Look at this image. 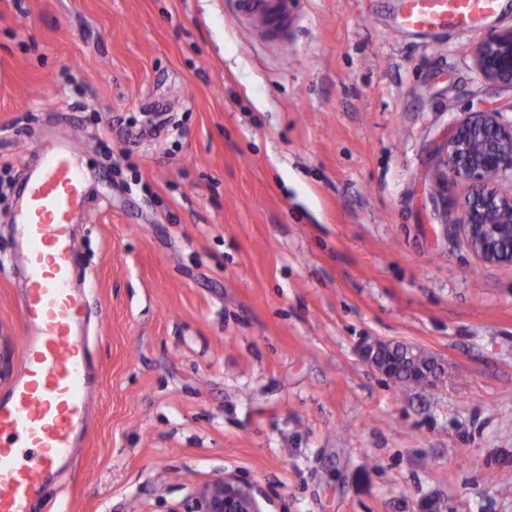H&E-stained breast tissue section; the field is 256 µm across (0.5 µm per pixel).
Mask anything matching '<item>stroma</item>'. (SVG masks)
I'll list each match as a JSON object with an SVG mask.
<instances>
[{"mask_svg":"<svg viewBox=\"0 0 512 512\" xmlns=\"http://www.w3.org/2000/svg\"><path fill=\"white\" fill-rule=\"evenodd\" d=\"M399 8L302 0L271 39L233 0H0V164L69 138L89 178L99 385L38 512H166L227 473L264 512H512V264L463 243L435 154L469 113L512 122L472 57L512 0L466 33ZM22 294L0 267V391ZM366 336L445 372L398 389ZM387 346L391 345L378 338L366 336L363 337L359 343L358 354L363 362L369 364L386 377H389V371L391 370V366L385 361H375L376 355L380 352V350L385 349Z\"/></svg>","mask_w":512,"mask_h":512,"instance_id":"1","label":"stroma"}]
</instances>
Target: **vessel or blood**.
Returning <instances> with one entry per match:
<instances>
[{
	"instance_id": "vessel-or-blood-1",
	"label": "vessel or blood",
	"mask_w": 512,
	"mask_h": 512,
	"mask_svg": "<svg viewBox=\"0 0 512 512\" xmlns=\"http://www.w3.org/2000/svg\"><path fill=\"white\" fill-rule=\"evenodd\" d=\"M300 0H237V12L278 36ZM499 0H401L397 27L412 33L468 31ZM87 173L71 140L51 141L30 168L14 213L13 258L26 275L21 306L24 371L0 395V512H32L86 435L96 383L83 327L91 289L77 274L70 226L86 205Z\"/></svg>"
}]
</instances>
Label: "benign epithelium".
Segmentation results:
<instances>
[{
  "instance_id": "7a95c632",
  "label": "benign epithelium",
  "mask_w": 512,
  "mask_h": 512,
  "mask_svg": "<svg viewBox=\"0 0 512 512\" xmlns=\"http://www.w3.org/2000/svg\"><path fill=\"white\" fill-rule=\"evenodd\" d=\"M474 63L481 75L512 86V28L475 44ZM440 180L469 187L454 223L467 247L484 263L500 264L504 247L512 250V190L500 181L512 179V123L493 110L473 112L456 122L438 147ZM389 343L365 336L358 346L361 360L387 376L391 366L375 361ZM264 493L257 486L226 474L202 484L169 512H264Z\"/></svg>"
}]
</instances>
